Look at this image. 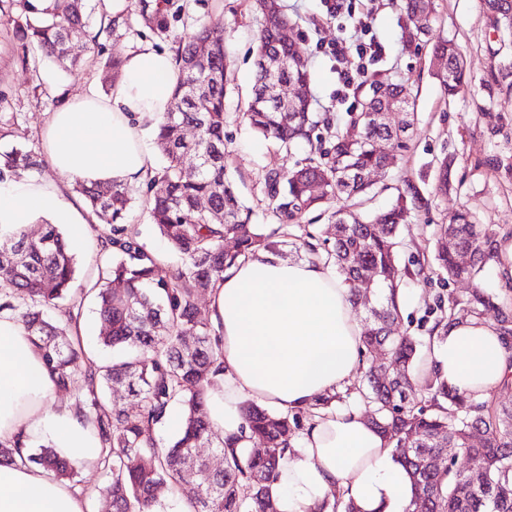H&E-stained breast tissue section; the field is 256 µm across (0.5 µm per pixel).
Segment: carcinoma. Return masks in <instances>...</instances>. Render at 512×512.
<instances>
[{"label": "carcinoma", "instance_id": "carcinoma-1", "mask_svg": "<svg viewBox=\"0 0 512 512\" xmlns=\"http://www.w3.org/2000/svg\"><path fill=\"white\" fill-rule=\"evenodd\" d=\"M481 3L511 42L512 0ZM265 4L252 0L259 24L255 59L272 52L282 67L272 77L255 65L245 118L253 133L281 149L309 147L301 167L266 178L279 228H299L301 234H289L292 244L308 258L335 266L354 299L360 298L364 277L371 278L376 306L362 332L363 356L385 348L391 358L387 368L362 363L352 386L316 400L313 408H329L352 394L372 405V423L412 478V512H512V406L460 395L436 376L425 383L426 396H412L410 366L420 355V343L392 333L400 316V286L410 275L398 260L400 226L410 214L406 196L399 194L389 210L372 215L337 209L333 216L342 222L336 224L332 242L301 223L311 210L367 193L373 186L369 173L389 166L377 152V142L405 150L409 126L370 124L361 111L336 128L330 116L311 111L307 62L294 41L280 37L281 28L292 20L281 0H272L268 8ZM88 7L89 0H45L41 9L31 0H0V14L14 23L21 60L27 61L35 47L64 68L77 64L67 53L69 42L98 38L90 30ZM131 7L157 35L168 34L171 22L181 20L182 8H173L170 0H132ZM403 11L409 35L430 32V0H403ZM434 55L445 59L440 77L448 95L458 94L465 84L461 53L438 43ZM173 56L181 77L155 132L166 163L146 181L144 201L151 224L181 256V265L168 276H156L159 257L142 242L137 226L126 223L133 203L129 186L78 181L76 191L91 215L103 221L97 235V279L88 293L94 296L101 323L99 344L115 350L116 358L101 362L73 335L84 316L85 297L72 295L76 257L54 224L36 236L25 226L0 235V266L11 270L0 285V308L12 311L33 337L56 387L76 388V407L92 417L105 472L104 483L92 496L104 501L109 512H162L167 504H178L189 471L196 475L197 488L189 496L194 512H274L280 460L311 411L283 415L248 402L243 409L246 447H224L207 409L210 392L222 379L223 346L214 325L201 316L197 295L214 288L240 259L259 251L279 252V241L254 222L253 209L226 177L224 99L230 61L223 37L216 27L201 24L189 40L175 41ZM501 57L491 77L511 95L512 58L507 52ZM287 85L293 87L290 96L282 92ZM357 94L363 109L411 108L407 84L381 73L366 75ZM321 125L333 129L325 149L313 141ZM177 127L192 128L196 138L178 137ZM0 136L16 138L0 147V183L40 169V155L20 143L25 134L14 129ZM189 158L199 166L194 176L183 172ZM314 181L323 185L316 194L310 190ZM202 201L210 207H200ZM226 239L234 241V250H224ZM491 239L469 210L460 208L440 227L435 266L452 280H473L490 257ZM462 254L469 255V264H460ZM439 309L433 333L492 313L503 334L512 336V310L481 288L465 299L450 296ZM114 385L126 386L139 398L137 405L128 408L106 398L104 390ZM174 416L179 417L175 436L155 439L154 433L168 427ZM256 441L265 445L264 454L250 448ZM22 448L0 442V463L18 458L64 482L74 480L76 464L53 447L26 454ZM201 448L220 454L224 466L211 468ZM438 456L447 457L441 467L432 463ZM470 457L483 462L477 481L459 465L460 459Z\"/></svg>", "mask_w": 512, "mask_h": 512}]
</instances>
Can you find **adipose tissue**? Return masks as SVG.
Listing matches in <instances>:
<instances>
[{"mask_svg":"<svg viewBox=\"0 0 512 512\" xmlns=\"http://www.w3.org/2000/svg\"><path fill=\"white\" fill-rule=\"evenodd\" d=\"M180 72L172 55L151 47L128 53L108 94L69 97L52 113L43 151L62 175L87 183L142 184L148 177L144 134L167 112ZM65 185L29 176L0 184V234L51 211L72 227L74 242L89 230L64 202ZM210 316L223 327L224 374L208 404L223 437L238 435L246 402L291 413L354 382L361 330L352 296L333 266L261 252L224 273L209 295ZM437 372L458 393L480 400L512 379V352L496 327L469 318L436 337L419 375ZM54 377L14 314L0 311V442L47 434L57 452L84 466L97 459L91 424L75 407L51 411ZM358 512H408L413 485L388 442L353 409L311 417L280 463L278 512H313L328 492ZM0 512H86L83 501L44 469L0 465Z\"/></svg>","mask_w":512,"mask_h":512,"instance_id":"1","label":"adipose tissue"}]
</instances>
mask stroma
<instances>
[{
	"mask_svg": "<svg viewBox=\"0 0 512 512\" xmlns=\"http://www.w3.org/2000/svg\"><path fill=\"white\" fill-rule=\"evenodd\" d=\"M185 5L173 34L163 37L131 19L129 27L107 31L98 44L70 43L69 52L80 66L64 70L56 63L30 52L19 59L15 50L13 24L0 16V126L15 124L27 144L40 149L43 130L62 101L94 87L107 91L112 83L104 62L110 57L149 46L170 50L174 38L188 39L197 25L221 22L224 43L230 52L234 82L224 100V152L226 172L247 206L254 210L256 223H276L265 179L273 171L296 167L303 151L287 152L256 136L244 116L254 69V39L258 23L247 0H174ZM399 0H388L377 14L373 33L383 47L381 59L372 64L375 72L408 81L414 106L410 112L393 116L396 125L410 124L408 148L393 154L392 164L382 181L384 190L370 195L363 208L388 209L400 188H409L415 200L410 224L403 230L400 260L415 276L404 285L401 316L395 332L427 339L437 315L440 299L482 288L512 306V286H501L494 277V261H487L473 281H452L440 271L419 269L430 259L439 225L447 223L456 209L467 208L475 221L493 236L512 235V101L500 94L488 78L493 61L489 49L497 33L480 6V0H432L435 21L429 36L409 38ZM288 14L296 20L294 39L307 57L311 73L312 109L331 113L346 124L360 107L356 96L338 100L337 74L333 60L318 53L317 43L349 40L352 30L347 19L330 20L322 0H283ZM445 41L461 52L470 83L468 91L447 96L436 74L432 46ZM448 167V189L437 192L440 165ZM138 225L142 240L162 262L159 275L181 262L150 223L142 194H135L128 215Z\"/></svg>",
	"mask_w": 512,
	"mask_h": 512,
	"instance_id": "obj_1",
	"label": "stroma"
}]
</instances>
